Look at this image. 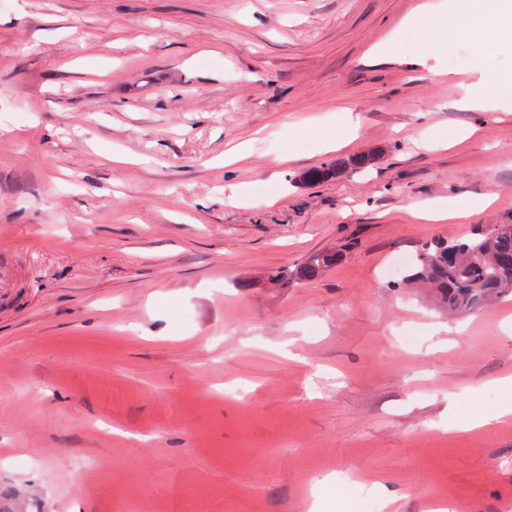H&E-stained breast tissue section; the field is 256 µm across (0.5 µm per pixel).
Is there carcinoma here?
<instances>
[{
	"instance_id": "obj_1",
	"label": "carcinoma",
	"mask_w": 512,
	"mask_h": 512,
	"mask_svg": "<svg viewBox=\"0 0 512 512\" xmlns=\"http://www.w3.org/2000/svg\"><path fill=\"white\" fill-rule=\"evenodd\" d=\"M373 163L374 154L359 153L308 171L303 179L319 182L364 171ZM342 259L343 253L338 250L312 254L290 270L270 272L267 279L282 285L303 284ZM419 283L432 288L436 298L454 311L476 310L495 299L512 297V224H496L466 239L425 245L391 287L408 288Z\"/></svg>"
}]
</instances>
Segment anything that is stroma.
<instances>
[{"mask_svg": "<svg viewBox=\"0 0 512 512\" xmlns=\"http://www.w3.org/2000/svg\"><path fill=\"white\" fill-rule=\"evenodd\" d=\"M420 2L0 0L8 512H512V300L450 314L382 275L512 224V99L463 105L468 39L395 57ZM349 135L372 167L303 181ZM491 197L485 196L476 199L471 206L464 210H446L439 207L418 206L416 216L427 221H444L452 218L466 217L473 210L485 209L489 206ZM342 259L343 253L340 250L312 254L293 269L270 272L267 279L270 282L287 286L290 283L303 284L317 278L326 269L336 266Z\"/></svg>", "mask_w": 512, "mask_h": 512, "instance_id": "obj_1", "label": "stroma"}]
</instances>
